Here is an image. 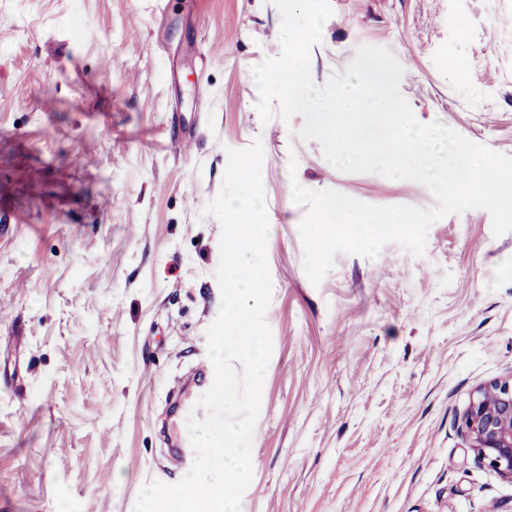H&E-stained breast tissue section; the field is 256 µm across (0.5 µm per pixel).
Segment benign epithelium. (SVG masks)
<instances>
[{"label": "benign epithelium", "instance_id": "1", "mask_svg": "<svg viewBox=\"0 0 512 512\" xmlns=\"http://www.w3.org/2000/svg\"><path fill=\"white\" fill-rule=\"evenodd\" d=\"M463 423L475 458L512 481V376L480 386Z\"/></svg>", "mask_w": 512, "mask_h": 512}]
</instances>
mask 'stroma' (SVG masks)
Wrapping results in <instances>:
<instances>
[{"label":"stroma","instance_id":"obj_1","mask_svg":"<svg viewBox=\"0 0 512 512\" xmlns=\"http://www.w3.org/2000/svg\"><path fill=\"white\" fill-rule=\"evenodd\" d=\"M326 83L387 48L416 119L512 156V0H329ZM272 0H0V512H134L168 456L169 389L207 362L227 149L261 142L273 351L242 512H512L466 446L512 375V232L488 212L303 267L294 185L434 208L424 184L335 168L257 109ZM177 138L168 139L169 130Z\"/></svg>","mask_w":512,"mask_h":512}]
</instances>
